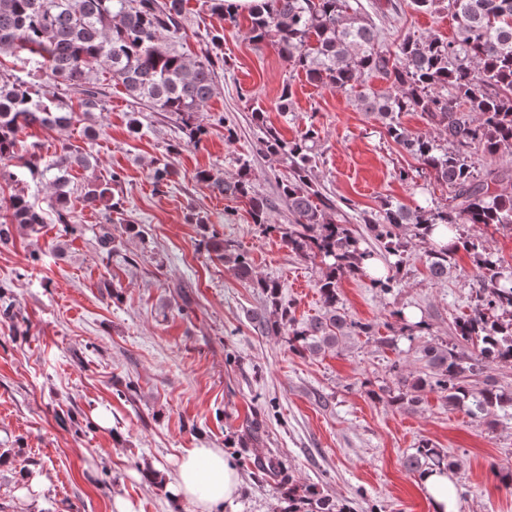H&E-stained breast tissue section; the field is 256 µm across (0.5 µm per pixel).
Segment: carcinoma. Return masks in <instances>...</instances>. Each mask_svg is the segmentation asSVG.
Wrapping results in <instances>:
<instances>
[{
  "instance_id": "cac0c4a2",
  "label": "carcinoma",
  "mask_w": 512,
  "mask_h": 512,
  "mask_svg": "<svg viewBox=\"0 0 512 512\" xmlns=\"http://www.w3.org/2000/svg\"><path fill=\"white\" fill-rule=\"evenodd\" d=\"M211 14L224 25L208 35L201 54L180 51L185 37L182 0H0V57L26 54L49 71L51 88L0 73V182L16 177L11 170L16 158L18 133L39 124L66 128L77 118L104 111L98 72L137 105L154 112L179 116L185 143L197 145L207 134L195 115L203 110L215 91L218 69L224 65V30L237 25L224 0H205ZM417 11H448L456 22L451 40L408 35L391 50L382 43L380 31L362 16L350 0H255L251 10V38L271 45L289 64L305 73L313 84L347 93L362 111L381 120L387 135L400 148L433 172L437 181L451 189L446 208L417 206L409 209L390 201L381 210L359 216L364 230L349 227L345 215L331 196L323 193L313 177L318 131L309 125L297 138L287 141L277 129L264 124L263 110H253L260 135L256 151L276 156L288 172L279 183V198L288 207L289 223L279 226L288 250L304 259L330 260L317 282L326 308L324 315L298 325L284 311L261 317V333L277 334L289 327L292 350L316 353L336 346L346 336H372L370 323L349 321L339 311V275L366 274L364 262L376 259L368 243L374 240L386 253L402 256L407 241L403 232L422 242H431L433 227L443 224L472 258L476 270L474 307L455 321L456 342L446 346H422L425 377L410 378L394 362L390 372L397 379V394L390 401L407 408L420 406L430 392L445 394L448 404L465 406L485 419L498 411H512V392L494 385L475 389L470 379L484 373L491 363L512 361V270L486 251L482 241L460 228L512 229V168L476 169L472 155L493 156L512 146V0H408ZM376 76L387 83L373 90L367 79ZM80 94L74 110L68 94ZM422 112L446 135L451 146L403 128L402 112ZM92 156L62 147L44 169L36 160L27 163L31 172L52 173L55 221L73 232L69 207L68 174L75 167H92ZM248 162L241 173L227 180L212 170H199L195 179L209 184L219 194L246 198L252 222L272 228L268 214L275 201L256 193L248 178ZM167 165L153 168V186L169 187ZM120 176L92 180L85 201L104 205L108 215H124L122 196L114 193ZM11 222H0V242L11 237V225L33 228L44 223L42 209L27 195L15 192L8 199ZM207 250L230 265L238 277L276 298L278 285L256 279L247 253L212 234ZM456 250L432 245L427 266L432 278L448 275ZM393 335L414 339V332L428 328L420 320L409 323L399 310ZM406 468L421 475L448 471L447 454L428 441L405 460ZM311 512H350L344 503L311 492Z\"/></svg>"
}]
</instances>
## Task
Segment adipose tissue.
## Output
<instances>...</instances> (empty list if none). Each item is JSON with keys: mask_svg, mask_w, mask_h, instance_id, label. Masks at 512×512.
Listing matches in <instances>:
<instances>
[{"mask_svg": "<svg viewBox=\"0 0 512 512\" xmlns=\"http://www.w3.org/2000/svg\"><path fill=\"white\" fill-rule=\"evenodd\" d=\"M169 497L192 505L194 512H214L240 495V479L220 448H192L178 462L167 484Z\"/></svg>", "mask_w": 512, "mask_h": 512, "instance_id": "adipose-tissue-1", "label": "adipose tissue"}]
</instances>
